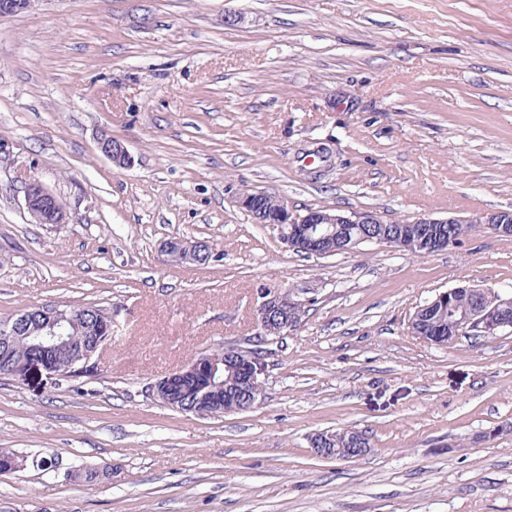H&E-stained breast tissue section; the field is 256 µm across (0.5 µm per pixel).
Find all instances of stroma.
I'll return each instance as SVG.
<instances>
[{
	"label": "stroma",
	"instance_id": "1",
	"mask_svg": "<svg viewBox=\"0 0 512 512\" xmlns=\"http://www.w3.org/2000/svg\"><path fill=\"white\" fill-rule=\"evenodd\" d=\"M34 177L68 223L31 220ZM245 193L472 223L425 257L307 255ZM496 210H512V0H40L0 18V318L112 314L97 375L0 378V448L26 459L0 473V512H512V331L445 348L409 329L439 292H512V237L479 222ZM173 238L212 259L168 264ZM288 288L306 315L253 409L200 418L149 394L253 335L263 293ZM345 427L364 456L312 453ZM90 469L102 480L70 477ZM107 134H102L98 141L100 151L108 157L118 168L131 165L132 157L125 144L119 139H110Z\"/></svg>",
	"mask_w": 512,
	"mask_h": 512
}]
</instances>
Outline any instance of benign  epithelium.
<instances>
[{
	"label": "benign epithelium",
	"instance_id": "7a95c632",
	"mask_svg": "<svg viewBox=\"0 0 512 512\" xmlns=\"http://www.w3.org/2000/svg\"><path fill=\"white\" fill-rule=\"evenodd\" d=\"M38 0H0V16L28 11ZM100 151L118 168L131 165L132 157L125 144L103 134L99 138ZM259 195L245 194L240 206L250 213L257 224H272L279 229L280 238L294 251L315 256H329L348 251L366 242H383L396 248H403L402 242L378 235H364L348 244L336 245V237L343 224H382L374 212H350L339 209L310 208L305 213L294 212L287 201L280 200L274 206L262 205ZM24 200L27 212L40 218L45 224L68 223L67 211L57 203V197L38 179L29 181L25 187ZM167 261L174 265H192L207 261L210 252L203 250V242L174 239L165 244ZM511 297H503L499 304L479 309H466L460 313L459 325L466 330L479 329L483 332H497L509 329L507 307ZM301 304L298 295L289 289L267 292L256 308L257 331L250 337L234 344H227L204 351L188 364L165 376V388L158 390L151 386L153 397L161 404L173 409L180 400L182 387L188 378H195L199 384L200 400L213 406H224V413L232 414L252 409L256 404V388L262 383L264 357L255 344L263 342L274 331L279 336L288 335L296 327L292 312ZM28 311L13 315L0 328L5 336H16L28 321ZM41 335L36 347L46 352L66 342L70 336L65 311L53 308L41 315ZM331 437L318 433L311 439L314 453L323 458L335 457L336 450L330 447Z\"/></svg>",
	"mask_w": 512,
	"mask_h": 512
}]
</instances>
